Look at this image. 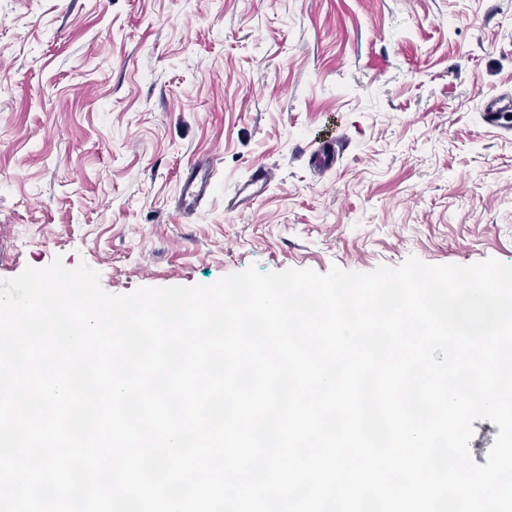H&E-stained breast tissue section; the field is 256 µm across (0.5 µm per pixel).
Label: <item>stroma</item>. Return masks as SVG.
I'll use <instances>...</instances> for the list:
<instances>
[{
	"label": "stroma",
	"instance_id": "1",
	"mask_svg": "<svg viewBox=\"0 0 512 512\" xmlns=\"http://www.w3.org/2000/svg\"><path fill=\"white\" fill-rule=\"evenodd\" d=\"M509 94L512 0H0V279L512 264V133L482 112ZM328 130L347 148L318 175ZM210 177L206 171L202 172L200 165L191 167L184 178L181 186L180 195L186 203H196L201 201L210 190Z\"/></svg>",
	"mask_w": 512,
	"mask_h": 512
}]
</instances>
